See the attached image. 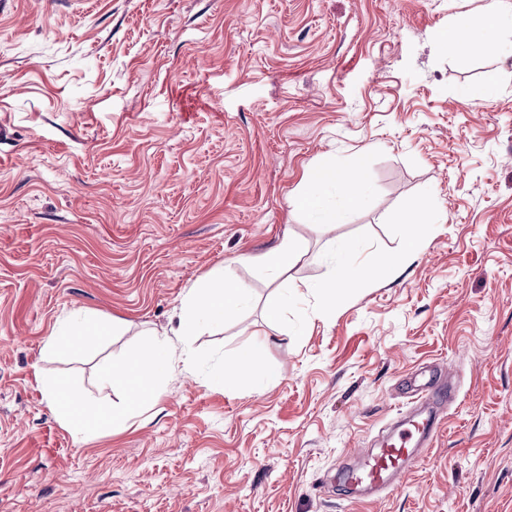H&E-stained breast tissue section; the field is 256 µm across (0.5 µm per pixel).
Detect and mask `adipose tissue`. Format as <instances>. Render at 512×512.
Returning a JSON list of instances; mask_svg holds the SVG:
<instances>
[{
  "mask_svg": "<svg viewBox=\"0 0 512 512\" xmlns=\"http://www.w3.org/2000/svg\"><path fill=\"white\" fill-rule=\"evenodd\" d=\"M512 29V9L502 6L491 7L489 13L479 22L467 19L457 20L443 37L444 46L462 49L468 52L485 53L503 51L504 45L499 38L501 30ZM325 176L307 175V187L297 200L300 213L312 224H338L346 214L360 206L366 195L365 185L353 175L345 174L329 165ZM336 189L342 197L341 205H333L328 198L329 189ZM427 228L421 224L408 227L404 247L398 255L381 257L374 263L360 264L359 278L368 283L375 280L385 269L394 268L407 256L415 253L423 244ZM111 324L74 313L67 319L58 321L44 342L43 352L55 356L63 352L74 351L89 340L109 335Z\"/></svg>",
  "mask_w": 512,
  "mask_h": 512,
  "instance_id": "1",
  "label": "adipose tissue"
}]
</instances>
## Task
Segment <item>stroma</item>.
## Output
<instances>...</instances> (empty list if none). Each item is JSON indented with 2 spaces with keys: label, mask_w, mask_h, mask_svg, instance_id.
Returning a JSON list of instances; mask_svg holds the SVG:
<instances>
[{
  "label": "stroma",
  "mask_w": 512,
  "mask_h": 512,
  "mask_svg": "<svg viewBox=\"0 0 512 512\" xmlns=\"http://www.w3.org/2000/svg\"><path fill=\"white\" fill-rule=\"evenodd\" d=\"M490 3L0 0V512H512V54L441 46ZM323 162L367 186L330 229L296 208ZM411 211L419 251L316 317L340 244L398 253ZM286 236L287 273L246 263ZM217 268L253 302L193 348L263 339L279 381L189 369L77 442L43 379L119 403L97 369ZM77 309L120 327L45 358ZM433 364L456 397L427 460L373 502L327 484Z\"/></svg>",
  "instance_id": "1"
}]
</instances>
